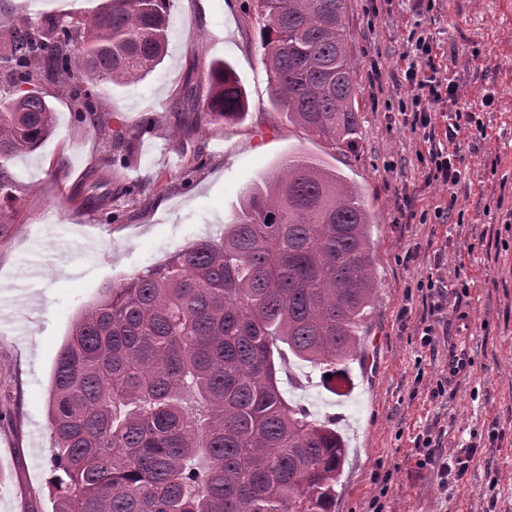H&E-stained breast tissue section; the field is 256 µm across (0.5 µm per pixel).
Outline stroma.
<instances>
[{
	"label": "stroma",
	"instance_id": "stroma-1",
	"mask_svg": "<svg viewBox=\"0 0 512 512\" xmlns=\"http://www.w3.org/2000/svg\"><path fill=\"white\" fill-rule=\"evenodd\" d=\"M348 0L361 97V139L341 154L270 105L258 25L248 0H171L168 54L139 82L99 83L108 121L78 122L69 96L45 83L53 134L10 161L22 205L0 247V512H52L49 387L68 328L108 283L164 260L233 223L246 185L301 154L361 188L379 292L363 334L368 358L351 361L336 391L322 371L289 358L279 386L312 419L332 416L348 443L336 512H512V0ZM431 34L458 86L466 126L455 141L465 178L455 191L427 183L422 130L402 123L409 33ZM232 64L249 98L243 121L183 109L188 87L207 89L212 61ZM111 170L98 189L90 183ZM135 184V196L123 193ZM111 198L104 217L91 193ZM454 202L463 223L434 215ZM448 281V308L431 316L421 282ZM438 352L421 344L422 317ZM467 337L474 375L442 381L450 340ZM476 462L440 488L420 467L424 429Z\"/></svg>",
	"mask_w": 512,
	"mask_h": 512
}]
</instances>
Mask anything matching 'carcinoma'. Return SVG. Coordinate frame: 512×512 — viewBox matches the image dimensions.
I'll return each instance as SVG.
<instances>
[{"label":"carcinoma","instance_id":"1","mask_svg":"<svg viewBox=\"0 0 512 512\" xmlns=\"http://www.w3.org/2000/svg\"><path fill=\"white\" fill-rule=\"evenodd\" d=\"M169 0H100L82 16L0 10V245L14 225L8 166L54 129L36 88L71 95L102 126L94 85L152 73ZM271 106L340 153L362 120L345 0H251ZM193 103L220 120L249 110L227 62ZM373 212L355 185L299 155L249 184L218 239L101 288L71 322L49 389L54 512H335L346 443L279 388L282 343L334 375L364 358L377 299Z\"/></svg>","mask_w":512,"mask_h":512}]
</instances>
